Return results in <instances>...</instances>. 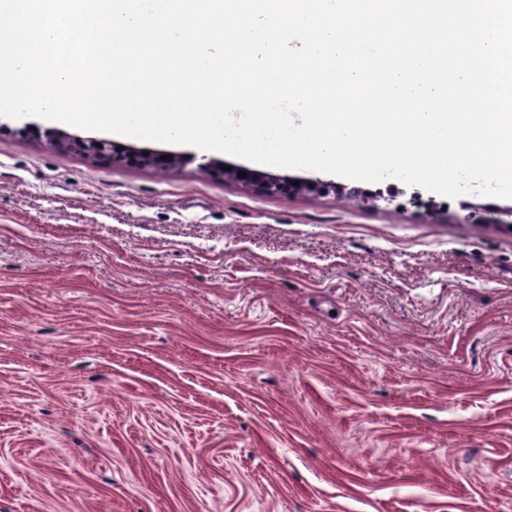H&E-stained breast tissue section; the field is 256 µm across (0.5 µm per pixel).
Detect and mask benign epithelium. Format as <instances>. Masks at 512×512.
Segmentation results:
<instances>
[{
	"mask_svg": "<svg viewBox=\"0 0 512 512\" xmlns=\"http://www.w3.org/2000/svg\"><path fill=\"white\" fill-rule=\"evenodd\" d=\"M20 132L36 137H45L47 142L57 148L75 149L91 159H108L112 162H126L151 166L155 169L170 170L179 166L184 158L178 154H170L163 159L158 152L147 155L141 151H134L118 145L107 139L81 138L67 135L56 129H41L32 124H26L20 128ZM201 172L215 179L231 178L251 186L254 190L267 195H288L296 191L305 190L316 194L336 192L339 186L334 182L313 180L292 184V179L277 175L259 176L251 171H246V176H239L240 169H224V163L212 158H202L198 164Z\"/></svg>",
	"mask_w": 512,
	"mask_h": 512,
	"instance_id": "1",
	"label": "benign epithelium"
}]
</instances>
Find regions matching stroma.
Returning a JSON list of instances; mask_svg holds the SVG:
<instances>
[{
    "mask_svg": "<svg viewBox=\"0 0 512 512\" xmlns=\"http://www.w3.org/2000/svg\"><path fill=\"white\" fill-rule=\"evenodd\" d=\"M21 125L0 512H512V199L265 195ZM18 132L36 137L43 136L54 147L75 149L91 159L141 164L165 171L179 166L184 161L183 156L174 153L149 152L148 155H143V151H134L122 146L118 148V145L111 140L70 136L56 129L41 130L40 127L32 124H25ZM96 143L102 144V147H97ZM167 154H170V157L161 159L162 155Z\"/></svg>",
    "mask_w": 512,
    "mask_h": 512,
    "instance_id": "stroma-1",
    "label": "stroma"
}]
</instances>
